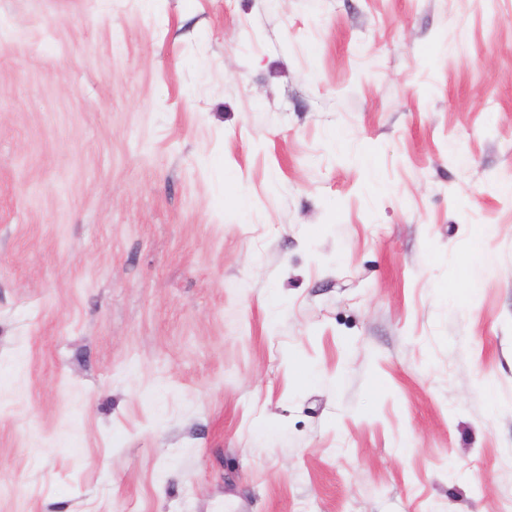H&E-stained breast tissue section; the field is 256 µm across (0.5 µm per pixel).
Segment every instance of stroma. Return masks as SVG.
Here are the masks:
<instances>
[{"instance_id": "obj_1", "label": "stroma", "mask_w": 512, "mask_h": 512, "mask_svg": "<svg viewBox=\"0 0 512 512\" xmlns=\"http://www.w3.org/2000/svg\"><path fill=\"white\" fill-rule=\"evenodd\" d=\"M512 0H0V512H512Z\"/></svg>"}]
</instances>
